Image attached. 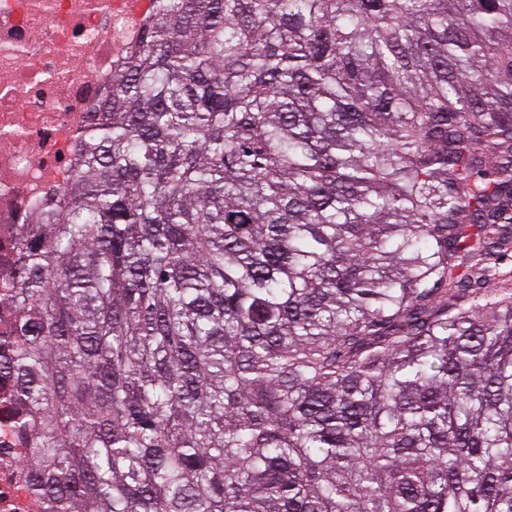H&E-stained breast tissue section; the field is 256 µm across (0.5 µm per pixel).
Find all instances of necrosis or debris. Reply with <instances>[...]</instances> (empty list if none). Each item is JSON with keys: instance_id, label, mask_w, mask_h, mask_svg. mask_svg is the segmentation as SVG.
<instances>
[{"instance_id": "1", "label": "necrosis or debris", "mask_w": 512, "mask_h": 512, "mask_svg": "<svg viewBox=\"0 0 512 512\" xmlns=\"http://www.w3.org/2000/svg\"><path fill=\"white\" fill-rule=\"evenodd\" d=\"M153 0H0V242L73 173L121 47ZM0 418V512H43Z\"/></svg>"}]
</instances>
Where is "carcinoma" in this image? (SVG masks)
I'll return each mask as SVG.
<instances>
[{
	"instance_id": "cac0c4a2",
	"label": "carcinoma",
	"mask_w": 512,
	"mask_h": 512,
	"mask_svg": "<svg viewBox=\"0 0 512 512\" xmlns=\"http://www.w3.org/2000/svg\"><path fill=\"white\" fill-rule=\"evenodd\" d=\"M512 0H155L4 244L51 512H512Z\"/></svg>"
}]
</instances>
